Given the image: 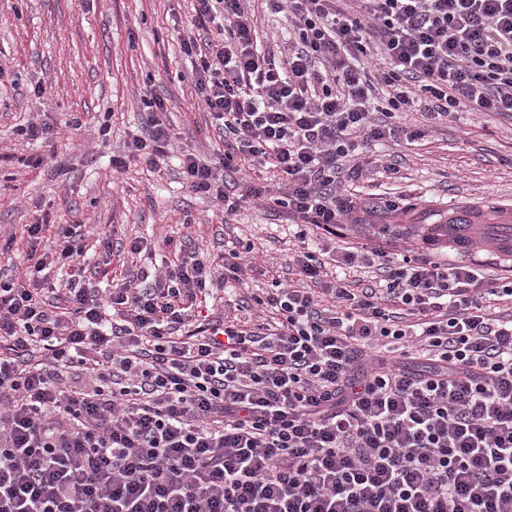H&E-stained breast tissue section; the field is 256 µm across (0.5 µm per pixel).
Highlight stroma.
Segmentation results:
<instances>
[{
    "label": "stroma",
    "mask_w": 512,
    "mask_h": 512,
    "mask_svg": "<svg viewBox=\"0 0 512 512\" xmlns=\"http://www.w3.org/2000/svg\"><path fill=\"white\" fill-rule=\"evenodd\" d=\"M195 0H0V277L22 271V230L43 218L51 224L112 225L116 237L170 236L163 251L145 253L138 267L199 250L220 260L251 243L253 269L232 298L208 299L216 316L253 315L252 298L270 287L272 273L287 275L299 245L285 209L254 199L225 218L213 199L186 187L176 159L159 172L137 163L112 170L128 134L141 130V98L169 99L168 119L183 141L210 155L223 142L191 88V60L181 36ZM80 114L82 129L67 127ZM37 121L53 127L47 140L21 135ZM108 135H99L101 124ZM393 173L348 181L366 207L385 200L404 209L356 227L351 242L365 243L401 262L406 251L424 256L428 224L447 223L455 205L478 203L483 221L499 219L512 204V114L462 112L436 123L418 146L393 141L375 146ZM191 228H183L184 219Z\"/></svg>",
    "instance_id": "obj_1"
}]
</instances>
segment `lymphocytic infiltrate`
Wrapping results in <instances>:
<instances>
[{
	"instance_id": "obj_1",
	"label": "lymphocytic infiltrate",
	"mask_w": 512,
	"mask_h": 512,
	"mask_svg": "<svg viewBox=\"0 0 512 512\" xmlns=\"http://www.w3.org/2000/svg\"><path fill=\"white\" fill-rule=\"evenodd\" d=\"M195 2L182 47L224 151L180 165L225 216L263 198L298 238L337 235L361 210L342 170L424 135L397 114L512 112V0H265L288 23L277 55L248 0ZM169 107L143 98L113 167L158 169ZM23 235L0 279V512H512V317L468 259L406 257L357 292L303 251L254 328L203 312L239 250L219 276L194 250L106 294L81 225Z\"/></svg>"
}]
</instances>
